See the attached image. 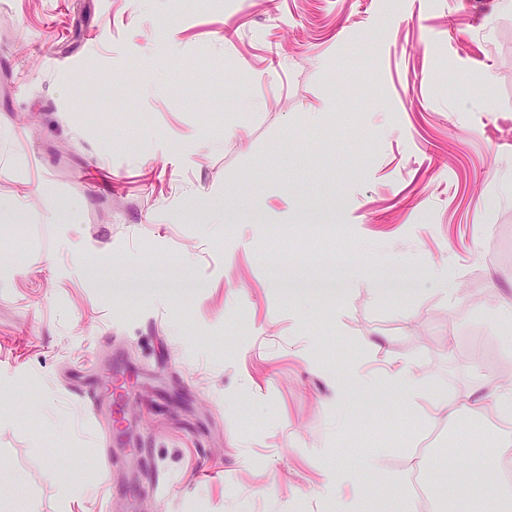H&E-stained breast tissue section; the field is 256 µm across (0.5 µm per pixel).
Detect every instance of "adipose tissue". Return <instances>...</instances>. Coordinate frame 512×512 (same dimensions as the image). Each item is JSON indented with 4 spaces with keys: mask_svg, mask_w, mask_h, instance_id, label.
<instances>
[{
    "mask_svg": "<svg viewBox=\"0 0 512 512\" xmlns=\"http://www.w3.org/2000/svg\"><path fill=\"white\" fill-rule=\"evenodd\" d=\"M381 450L375 449L365 453L358 467L351 468L340 464H330L322 471V484L326 491L332 492V512H371L373 501L363 486V473H376L380 470ZM350 487L347 496L338 495L341 487Z\"/></svg>",
    "mask_w": 512,
    "mask_h": 512,
    "instance_id": "ef3b65f1",
    "label": "adipose tissue"
}]
</instances>
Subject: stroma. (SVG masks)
<instances>
[{
	"label": "stroma",
	"instance_id": "stroma-1",
	"mask_svg": "<svg viewBox=\"0 0 512 512\" xmlns=\"http://www.w3.org/2000/svg\"><path fill=\"white\" fill-rule=\"evenodd\" d=\"M511 306L512 0H0V512H470ZM390 382L396 390L405 394H415L423 387V378L410 362H400L389 373ZM382 450L375 449L365 453L359 461L358 468L330 464L322 470V484L331 493L336 488V497L330 495L333 512H370L373 511V500L368 496L363 486L361 471L377 473L380 471ZM342 486H348L352 493L341 496L337 491Z\"/></svg>",
	"mask_w": 512,
	"mask_h": 512
}]
</instances>
